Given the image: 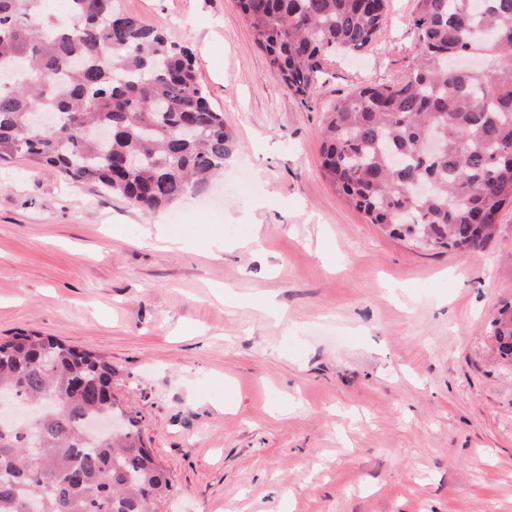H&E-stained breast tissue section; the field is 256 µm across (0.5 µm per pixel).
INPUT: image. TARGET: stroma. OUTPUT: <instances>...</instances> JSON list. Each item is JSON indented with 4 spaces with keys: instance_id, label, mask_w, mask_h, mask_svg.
Instances as JSON below:
<instances>
[{
    "instance_id": "35a3bbf8",
    "label": "stroma",
    "mask_w": 512,
    "mask_h": 512,
    "mask_svg": "<svg viewBox=\"0 0 512 512\" xmlns=\"http://www.w3.org/2000/svg\"><path fill=\"white\" fill-rule=\"evenodd\" d=\"M417 0L285 91L235 0H120L189 48L240 144L165 211L16 159L0 166V338L109 359L171 484L154 512H512V207L482 251L367 223L323 177L327 109L414 66ZM174 239L168 248L158 234ZM241 249L217 253L223 240ZM490 327L500 354L512 359V304L503 305L498 310V315L490 321Z\"/></svg>"
}]
</instances>
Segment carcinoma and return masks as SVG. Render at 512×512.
Masks as SVG:
<instances>
[{
  "mask_svg": "<svg viewBox=\"0 0 512 512\" xmlns=\"http://www.w3.org/2000/svg\"><path fill=\"white\" fill-rule=\"evenodd\" d=\"M38 0H0V166L24 157L95 184L152 214L224 168L240 150L211 103L192 53L130 15L118 0H67L68 21L33 23ZM269 65L302 105L336 54L381 36L385 0H237ZM412 73L354 90L329 110L322 173L365 220L400 239L476 252L478 226L512 206V0H417ZM35 112L57 125L32 127ZM98 126L112 139H98ZM435 133L433 153L422 143ZM135 155L139 164L118 162ZM416 179L431 182L424 197ZM512 359V304L490 321ZM112 363L54 336L0 340V395L56 403L35 423L0 424V512H152L169 488L136 421L93 436L87 422L117 413Z\"/></svg>",
  "mask_w": 512,
  "mask_h": 512,
  "instance_id": "cac0c4a2",
  "label": "carcinoma"
}]
</instances>
